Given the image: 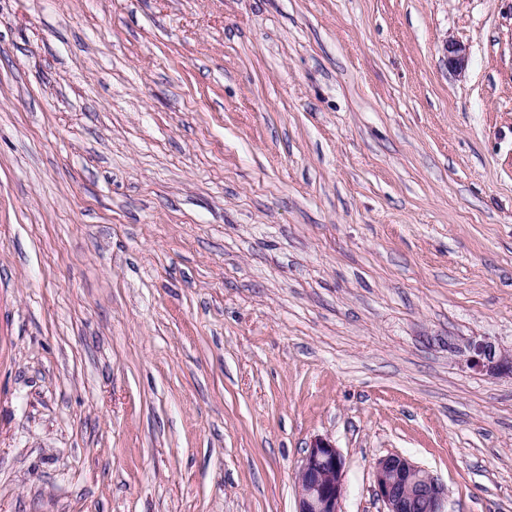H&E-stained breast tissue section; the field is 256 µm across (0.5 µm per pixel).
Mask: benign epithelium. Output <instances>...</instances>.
Instances as JSON below:
<instances>
[{"label": "benign epithelium", "instance_id": "7a95c632", "mask_svg": "<svg viewBox=\"0 0 512 512\" xmlns=\"http://www.w3.org/2000/svg\"><path fill=\"white\" fill-rule=\"evenodd\" d=\"M448 67L460 73L467 65V50L447 41ZM467 365L489 377L512 374V352L481 340L468 347ZM375 493L385 512H445L448 490L422 466L391 453L374 463ZM296 512H342L345 495V470L340 452L330 440L316 438L306 449L295 470Z\"/></svg>", "mask_w": 512, "mask_h": 512}]
</instances>
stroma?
Returning <instances> with one entry per match:
<instances>
[{"mask_svg":"<svg viewBox=\"0 0 512 512\" xmlns=\"http://www.w3.org/2000/svg\"><path fill=\"white\" fill-rule=\"evenodd\" d=\"M483 338L512 0H0V512H295L318 437L512 512Z\"/></svg>","mask_w":512,"mask_h":512,"instance_id":"1","label":"stroma"}]
</instances>
